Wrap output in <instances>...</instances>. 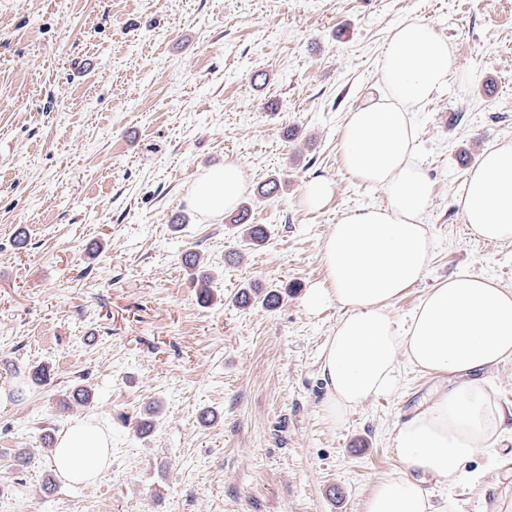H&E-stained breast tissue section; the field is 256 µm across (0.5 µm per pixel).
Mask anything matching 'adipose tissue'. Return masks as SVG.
<instances>
[{
	"label": "adipose tissue",
	"instance_id": "ef3b65f1",
	"mask_svg": "<svg viewBox=\"0 0 512 512\" xmlns=\"http://www.w3.org/2000/svg\"><path fill=\"white\" fill-rule=\"evenodd\" d=\"M379 69L384 92L346 114L340 151L346 172L380 188L385 201L348 210L335 224L321 254L325 282L306 300L309 309L333 303L342 312L323 353V412L340 425L367 399L395 392L402 354L426 371L462 376L402 423L394 439L399 467L364 506V512H461L454 499L437 503L433 490L457 483L465 462L492 451L505 430V416L477 374L512 359V293L463 276L432 289L410 318L391 314L393 301L424 277L432 249L423 218L433 183L417 157L412 107L447 86L455 56L431 24L411 19L393 28ZM244 191L241 164L228 160L202 172L188 200L220 217ZM458 205L474 235L512 240V143L483 155ZM54 463L68 481H96L112 466V438L94 420L76 421L60 436Z\"/></svg>",
	"mask_w": 512,
	"mask_h": 512
}]
</instances>
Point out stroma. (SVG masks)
Instances as JSON below:
<instances>
[{
    "mask_svg": "<svg viewBox=\"0 0 512 512\" xmlns=\"http://www.w3.org/2000/svg\"><path fill=\"white\" fill-rule=\"evenodd\" d=\"M415 18L459 72L413 107L432 256L393 302L400 319L464 274L512 291V240L471 237L457 205L462 154L512 143V0H0V512H328L333 483L363 512L398 468L406 409L448 379L399 356L396 392L330 424L321 363L342 312L306 297L336 221L383 199L344 169L340 129L378 97L391 30ZM229 157L265 245L186 199ZM274 175L280 193L256 198ZM321 177L333 193L308 209ZM250 285L282 303L236 304ZM482 378L506 431L450 487L463 512L512 492V359ZM78 383L91 402L70 397ZM86 417L111 434L112 467L70 483L43 438ZM357 433L361 456L346 448ZM331 195V184L326 180H312L306 183L302 203L314 209L322 208Z\"/></svg>",
    "mask_w": 512,
    "mask_h": 512,
    "instance_id": "obj_1",
    "label": "stroma"
}]
</instances>
